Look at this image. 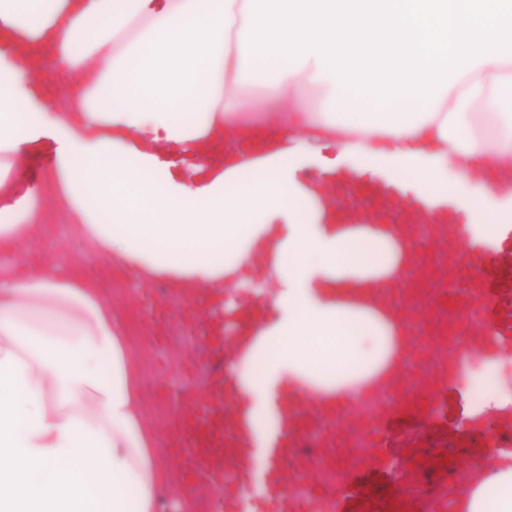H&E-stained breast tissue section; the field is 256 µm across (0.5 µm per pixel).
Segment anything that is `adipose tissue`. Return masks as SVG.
Returning <instances> with one entry per match:
<instances>
[{"instance_id":"1","label":"adipose tissue","mask_w":512,"mask_h":512,"mask_svg":"<svg viewBox=\"0 0 512 512\" xmlns=\"http://www.w3.org/2000/svg\"><path fill=\"white\" fill-rule=\"evenodd\" d=\"M510 168L512 0H0V251L37 245L47 205L141 286L217 296L265 269L263 321L230 299L201 328L236 337L218 391L250 442L303 398L348 411L409 351L388 295L418 216L358 222L347 188L464 192L460 247L512 219L488 197ZM104 272L0 279V512H159L175 477ZM456 508L512 512V450Z\"/></svg>"}]
</instances>
